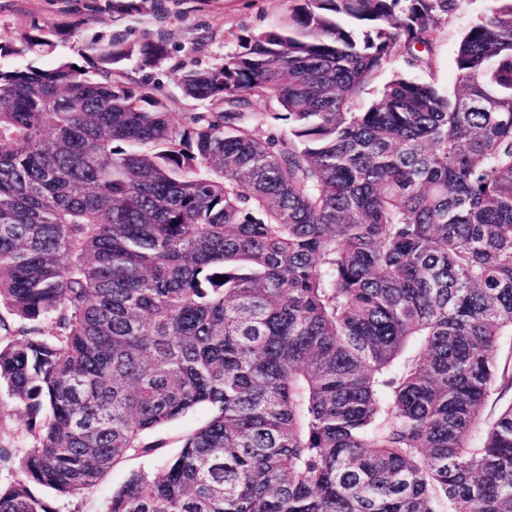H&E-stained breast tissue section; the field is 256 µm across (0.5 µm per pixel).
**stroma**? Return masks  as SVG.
Returning a JSON list of instances; mask_svg holds the SVG:
<instances>
[{"label": "stroma", "mask_w": 512, "mask_h": 512, "mask_svg": "<svg viewBox=\"0 0 512 512\" xmlns=\"http://www.w3.org/2000/svg\"><path fill=\"white\" fill-rule=\"evenodd\" d=\"M134 11L117 14L113 0H0V42H15L31 24L70 23L77 25L85 41L108 39L113 32H125L141 41L165 31L170 35L168 54L148 76L160 92L172 97L176 112H205L206 102L182 96L178 88L181 65L205 69L220 64L242 36L264 29L288 11V0H135ZM480 9L470 0L463 11L443 20L436 45L434 78L445 90L456 82L454 57L457 43ZM210 416L201 407L146 434L157 450L131 459L110 472L85 494L56 501L57 512H102L113 489L121 486L129 471L153 472L179 450L181 440Z\"/></svg>", "instance_id": "35a3bbf8"}]
</instances>
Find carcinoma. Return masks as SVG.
<instances>
[{"label": "carcinoma", "mask_w": 512, "mask_h": 512, "mask_svg": "<svg viewBox=\"0 0 512 512\" xmlns=\"http://www.w3.org/2000/svg\"><path fill=\"white\" fill-rule=\"evenodd\" d=\"M288 0L179 88L158 34L0 56V389L38 422L0 512H56L211 418L103 512H512V0ZM401 70L378 84L395 63ZM380 88H375V85ZM269 105L257 112L254 102ZM418 339L419 352L404 355ZM481 2L467 4L465 9L440 25L436 45L434 78L444 90L453 89L456 82L454 57L457 43L469 24L476 19ZM209 416V409L201 407L147 433L146 442H162L163 448L131 459L113 469L97 487L83 495L56 500L44 487L31 485V490L35 495L51 500L58 512H102L105 501L112 495V490L123 484L130 470L154 472L159 469L165 459L179 451L181 439L200 427Z\"/></svg>", "instance_id": "obj_1"}]
</instances>
